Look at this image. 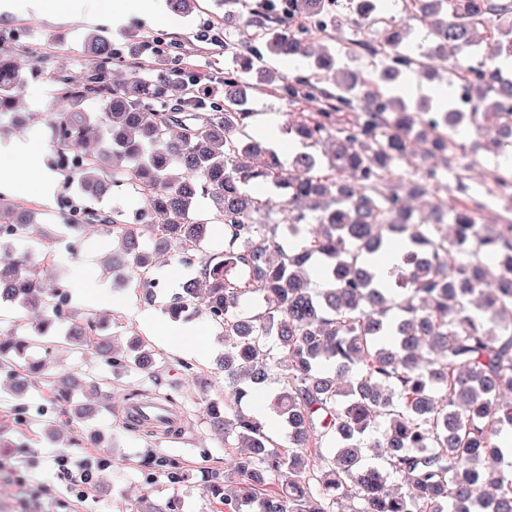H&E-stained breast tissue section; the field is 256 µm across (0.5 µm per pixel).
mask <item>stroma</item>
Returning a JSON list of instances; mask_svg holds the SVG:
<instances>
[{
  "instance_id": "1",
  "label": "stroma",
  "mask_w": 512,
  "mask_h": 512,
  "mask_svg": "<svg viewBox=\"0 0 512 512\" xmlns=\"http://www.w3.org/2000/svg\"><path fill=\"white\" fill-rule=\"evenodd\" d=\"M256 0H238L239 32L248 33L247 48L261 52V65L271 67L287 77H306L312 72L309 59H274L265 56L262 40L252 38L253 10ZM170 25H153L131 14L127 27L115 30L110 24L101 23L114 48L128 51L131 46L153 42L163 37L176 45L177 58L182 63L196 66L211 77L210 87L222 90L224 71L231 61L224 53V5L222 0H196V7L187 15H171ZM89 26L68 25L52 20L28 16L24 10L0 13V49L27 68L23 84L16 91L13 111L0 115V137L36 139L45 154L49 168L59 174L60 180L51 201L25 190L30 175L20 160L9 162V173L22 185L21 190L9 194V201L33 208L39 223L51 234L62 232L65 224L73 220V205H91L94 209L114 216L122 222L131 221L141 202L135 195L112 189L100 198L87 201L77 192L75 172L61 168L58 163L57 144L53 138L51 118L68 111L70 104L58 95L54 74L66 73L81 77L88 61L84 41ZM349 28L315 34L314 48L329 45L344 63L362 75H369L380 58L365 51L350 52ZM248 108L256 116L284 127L296 113L312 111V103L290 100L282 93H265L251 98ZM512 164V155L483 148L467 156L463 167L448 170V195L453 202L484 200L478 212V223L487 227L512 220V197L485 198L487 184L497 169ZM117 245L116 240L100 230L91 228L80 237L73 251H66L64 244L54 247V263L50 266L47 282L55 284L66 279L70 285L67 307L74 316L82 317L92 311L83 305L79 296L105 286L123 299L132 300L137 310L162 313L158 301L146 300L129 270L117 267L107 269V259ZM104 320L121 351H129L134 337H141L153 345L156 366L150 372L133 369L116 371L111 366L88 359L63 346L44 359L48 375L60 378L83 369L112 379V398L98 415L82 422L56 408L51 416L56 423L57 439L44 434L39 421V410L44 404L43 391L31 389L24 400L25 412L14 411L11 405L8 381L0 380V438L7 440V447L0 448V465L23 462L26 477L16 482L11 476L0 473V512H34L43 506L45 512H144L148 505L158 506L172 498L180 499L183 512H220L221 505L206 491L213 473L229 471L239 455L238 441L233 436H223L212 431L207 423V405L223 398L224 374L218 368L224 353V340L205 316L194 319L203 327L209 345L208 355L195 363L196 375H187L175 349L183 342L174 336L161 342L151 335L148 328L136 317L135 312L124 308L93 311ZM160 391L175 395L177 408L184 417V429L178 436L149 438L132 432L126 427L128 396L133 392ZM102 434L107 447L95 448L91 434ZM64 455L72 461L102 457L109 466L99 474L94 489L85 501H78L68 493L51 464L53 457ZM163 458L179 465L183 477L170 481L164 470L155 467V459Z\"/></svg>"
}]
</instances>
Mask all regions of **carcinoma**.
Returning <instances> with one entry per match:
<instances>
[{
  "instance_id": "obj_1",
  "label": "carcinoma",
  "mask_w": 512,
  "mask_h": 512,
  "mask_svg": "<svg viewBox=\"0 0 512 512\" xmlns=\"http://www.w3.org/2000/svg\"><path fill=\"white\" fill-rule=\"evenodd\" d=\"M276 0L255 4L254 23L270 55L309 57L308 32L296 20L324 7V0ZM350 13L333 26L378 25L383 56L407 53L411 30L392 25L374 0H350ZM430 29L412 66L427 71L439 56L459 79L478 71L473 111H455V97L435 113L413 112L402 98L360 93L353 71L336 78V59L314 60L335 91L307 79L293 81L224 41L234 70L224 74L218 102L199 95L205 74L169 65L155 56L142 62L130 50L128 77L110 83L112 43L91 31L85 48L92 64L81 80L54 77L61 97L75 103L104 101L94 115L80 107L55 118L57 144L81 156L83 197L95 199L114 187L137 195L134 223H119L82 210L83 223L67 228L77 237L95 226L114 237L125 266L149 298L165 288L155 271L178 252L183 261L203 249L208 219L191 217L206 197L224 223V251L209 255L201 278L183 284L168 312L174 318L203 309L221 328L227 347L220 367L229 398L210 403L213 430L237 437L245 452L234 480L215 474L206 486L227 512H512V455L503 447L512 432V237L486 231L464 203H446L413 218L392 180L391 169L408 160L415 141L433 152L465 151L452 137L464 120L495 134L512 152V0H415ZM492 30L488 49L474 30ZM24 70L0 55V112L14 109ZM278 82L290 98L315 103L314 112L288 121L286 132L306 147L325 140L326 157L301 151L282 162L261 138L246 133L253 113L246 105L261 87ZM354 119H339L344 110ZM268 188L283 199L282 224L259 221L265 205L254 193ZM448 189L440 168H425L416 191ZM34 211L0 198V304L38 313L34 334L5 331L0 372L14 398L42 384L48 402L89 420L99 408L74 400L76 390L103 400L112 379L76 373L45 380L31 349L52 352L57 337L116 370L155 364L148 343L137 337L132 354L114 349L90 316L74 321L68 284L48 288L45 265L8 255L11 242L35 233ZM402 247V260L383 282L378 257ZM317 262L325 287L315 288ZM259 299L266 309L244 313ZM277 384L270 409L284 425L288 447L276 444L266 425L240 405L255 388ZM236 487L228 488V482Z\"/></svg>"
}]
</instances>
